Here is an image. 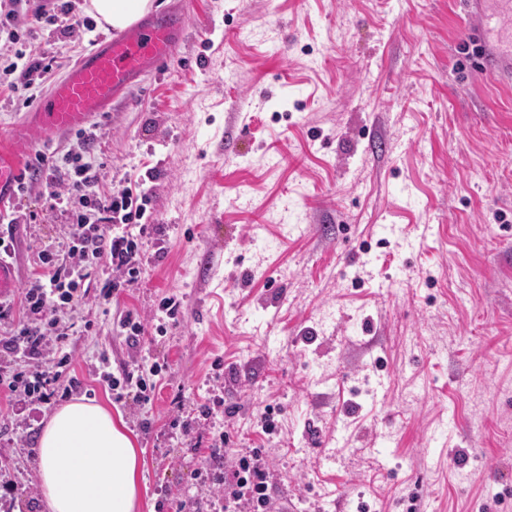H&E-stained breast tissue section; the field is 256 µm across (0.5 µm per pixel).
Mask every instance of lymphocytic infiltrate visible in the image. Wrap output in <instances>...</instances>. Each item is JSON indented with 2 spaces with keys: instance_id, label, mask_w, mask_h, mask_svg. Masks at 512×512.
I'll return each instance as SVG.
<instances>
[{
  "instance_id": "lymphocytic-infiltrate-1",
  "label": "lymphocytic infiltrate",
  "mask_w": 512,
  "mask_h": 512,
  "mask_svg": "<svg viewBox=\"0 0 512 512\" xmlns=\"http://www.w3.org/2000/svg\"><path fill=\"white\" fill-rule=\"evenodd\" d=\"M97 138L93 127L79 133L81 150L72 154L66 177H57L47 156L39 158L47 175L49 199L66 218L65 242L61 250L38 251L37 272L30 286L19 300L0 302V353L17 361L16 368L0 374V388L13 400L22 396L51 400V387L72 358L65 349L68 332L61 315L89 294L92 271L106 273L100 295L107 300L137 283L147 264L142 245L150 216L139 194L128 185L99 190L96 172L82 162V151ZM161 371L160 365L135 357L121 376L106 371L102 377L145 403ZM217 441L220 446L227 438L221 435ZM219 446L212 449L210 458L224 466L223 476L216 479L224 488V512H269V471L258 449L239 450L226 457Z\"/></svg>"
}]
</instances>
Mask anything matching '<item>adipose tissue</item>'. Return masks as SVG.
Instances as JSON below:
<instances>
[{
    "label": "adipose tissue",
    "instance_id": "ef3b65f1",
    "mask_svg": "<svg viewBox=\"0 0 512 512\" xmlns=\"http://www.w3.org/2000/svg\"><path fill=\"white\" fill-rule=\"evenodd\" d=\"M153 0H90L101 23L124 29ZM40 485L49 512H136L141 451L122 414L95 401L58 408L39 439Z\"/></svg>",
    "mask_w": 512,
    "mask_h": 512
}]
</instances>
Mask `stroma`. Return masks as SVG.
I'll return each mask as SVG.
<instances>
[{
  "label": "stroma",
  "mask_w": 512,
  "mask_h": 512,
  "mask_svg": "<svg viewBox=\"0 0 512 512\" xmlns=\"http://www.w3.org/2000/svg\"><path fill=\"white\" fill-rule=\"evenodd\" d=\"M184 6L177 51L98 117L84 153L101 189L138 181L156 226L120 297L67 309L69 374L48 403L0 392V502L48 512V417L93 399L142 450L137 512H224L207 449L266 456L276 512H512V82L480 77L456 0H155ZM41 31L61 74L102 35ZM17 290L64 222L33 180L18 201ZM181 303L145 327L163 367L151 403L92 369L133 356L125 310ZM220 395L209 419L198 408Z\"/></svg>",
  "instance_id": "35a3bbf8"
}]
</instances>
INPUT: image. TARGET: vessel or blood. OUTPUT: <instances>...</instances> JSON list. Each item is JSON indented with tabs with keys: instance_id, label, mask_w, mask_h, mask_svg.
<instances>
[{
	"instance_id": "b4317fda",
	"label": "vessel or blood",
	"mask_w": 512,
	"mask_h": 512,
	"mask_svg": "<svg viewBox=\"0 0 512 512\" xmlns=\"http://www.w3.org/2000/svg\"><path fill=\"white\" fill-rule=\"evenodd\" d=\"M185 30L184 12L172 11L103 34L49 96L25 114L21 124L0 136V201L11 198L18 189L23 158L36 155L51 139L81 129L111 111L114 100L174 53ZM476 38L484 46L479 71L492 78L512 74V41L489 42L482 27Z\"/></svg>"
}]
</instances>
